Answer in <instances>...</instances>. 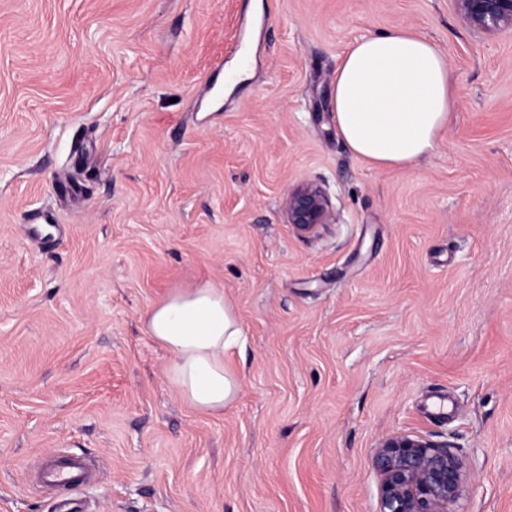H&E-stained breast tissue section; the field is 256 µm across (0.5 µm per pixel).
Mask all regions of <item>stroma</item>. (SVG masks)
Instances as JSON below:
<instances>
[{"label": "stroma", "mask_w": 512, "mask_h": 512, "mask_svg": "<svg viewBox=\"0 0 512 512\" xmlns=\"http://www.w3.org/2000/svg\"><path fill=\"white\" fill-rule=\"evenodd\" d=\"M398 26L455 92L410 169L332 110L347 45ZM304 179L336 221L301 235ZM203 282L246 337L220 417L143 326ZM393 434L448 442L456 512H512V30L456 0H0V512H56L34 475L68 453L82 512H377ZM284 218L296 231L308 233L336 221V212L326 189L318 182L303 180L289 188Z\"/></svg>", "instance_id": "35a3bbf8"}]
</instances>
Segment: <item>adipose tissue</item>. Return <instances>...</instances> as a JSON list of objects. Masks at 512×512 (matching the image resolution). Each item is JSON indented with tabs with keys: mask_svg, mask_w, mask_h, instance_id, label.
I'll return each mask as SVG.
<instances>
[{
	"mask_svg": "<svg viewBox=\"0 0 512 512\" xmlns=\"http://www.w3.org/2000/svg\"><path fill=\"white\" fill-rule=\"evenodd\" d=\"M454 90L445 54L403 28L355 40L336 69V129L359 158L412 168L448 126ZM146 333L169 354L168 379L195 410L221 416L241 390L228 356L245 344L223 289L205 282L173 290L149 308Z\"/></svg>",
	"mask_w": 512,
	"mask_h": 512,
	"instance_id": "1",
	"label": "adipose tissue"
}]
</instances>
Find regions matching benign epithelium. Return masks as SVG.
<instances>
[{
	"label": "benign epithelium",
	"mask_w": 512,
	"mask_h": 512,
	"mask_svg": "<svg viewBox=\"0 0 512 512\" xmlns=\"http://www.w3.org/2000/svg\"><path fill=\"white\" fill-rule=\"evenodd\" d=\"M475 27L512 29V0H456ZM284 218L300 233L336 223L326 189L303 180L289 188ZM373 467L381 476L379 512H454L462 492L464 465L448 443L393 435L379 446Z\"/></svg>",
	"instance_id": "7a95c632"
}]
</instances>
